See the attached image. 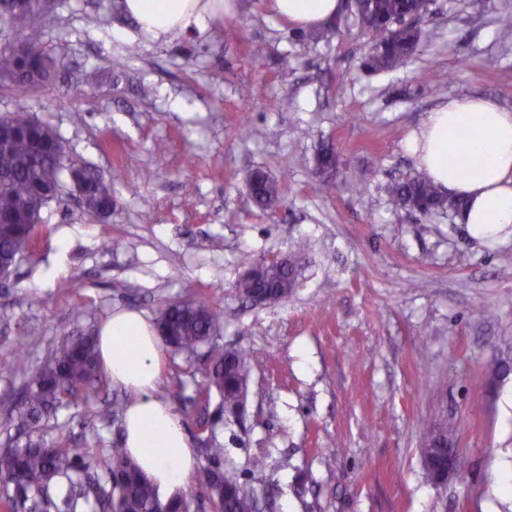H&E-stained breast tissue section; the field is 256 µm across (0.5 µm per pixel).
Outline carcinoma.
Here are the masks:
<instances>
[{"label":"carcinoma","mask_w":512,"mask_h":512,"mask_svg":"<svg viewBox=\"0 0 512 512\" xmlns=\"http://www.w3.org/2000/svg\"><path fill=\"white\" fill-rule=\"evenodd\" d=\"M429 0H353L350 9L359 25L369 35L370 45L363 67L369 72L393 70L407 63L417 46L418 32L405 26L419 11H429ZM21 13L13 16L18 41L28 54L43 60L36 74L25 71L26 59L13 45L0 46V81L30 92L47 82L66 55V45L48 50L43 43L45 27L44 0H20ZM0 121L17 129L38 132L50 140H60L53 128L33 118L22 109L1 115ZM317 168L325 179L323 188L334 183L331 175L337 161L327 148L317 153ZM84 175L87 200L83 213L87 219H99L105 205L114 204L111 186L98 181L91 166L81 157L70 154L64 146L52 154L40 155L31 148L25 136L11 140L0 149V268L11 274L19 258L36 245L33 221L48 202L40 195L41 184L48 180L66 182L69 173ZM252 200L264 209L283 198L284 185L256 170L248 178ZM393 205L407 210L416 202L437 211L462 207V201L449 199L431 180L413 177L389 187ZM244 263L261 270L257 279H242L237 290L244 300L262 292L264 305L278 304L290 297L298 283L297 269L286 270L275 258H255ZM220 306L207 299L186 303H169L160 311L158 320H166L176 342V351L188 356L211 341L221 324ZM210 366L206 383L197 390V403L207 405L218 394L217 416L237 417L241 384L249 380L250 354L243 349L224 350L219 345L209 350ZM108 379L96 363L95 339L81 333L68 337L61 345L47 350L32 380L22 389L16 401V426L26 434V441L9 448L0 459V483L22 489L30 498L34 512H77L84 506L89 512H157L165 499L148 479L123 444L107 449L99 461L89 448H72L68 441H47L42 435L45 421L84 394L98 391ZM209 433L208 464L200 480L211 494L216 512H255L254 494L240 479L222 469L224 446L215 436L214 424L203 427ZM455 451L448 431L434 425L421 449L426 473H431L438 456Z\"/></svg>","instance_id":"carcinoma-1"}]
</instances>
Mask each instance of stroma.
Segmentation results:
<instances>
[{
    "label": "stroma",
    "instance_id": "stroma-1",
    "mask_svg": "<svg viewBox=\"0 0 512 512\" xmlns=\"http://www.w3.org/2000/svg\"><path fill=\"white\" fill-rule=\"evenodd\" d=\"M505 11L512 0H433L407 65L366 76L368 38L345 10L312 39L266 0H224L204 31L155 40L120 0H57L43 42H67L69 56L38 92L0 85V115L23 108L53 127L111 181L116 206L90 223L71 198L50 202L35 248L0 282V448L48 347L118 308L154 319L169 302L213 298L215 342L253 358L247 413L220 421L218 438L258 512H512V235L481 243L455 214L397 211L386 191L418 175L407 139L448 96L512 108ZM93 13L100 25L86 26ZM426 70L436 83L420 81ZM326 145L339 159L330 190L313 165ZM256 169L287 188L273 209L249 198ZM301 241L292 296L245 303L242 255L283 257ZM207 365L166 350L157 386L198 451ZM125 397L109 386L78 398L47 433L111 447L123 437L112 401ZM433 417L469 463L440 487L421 456Z\"/></svg>",
    "mask_w": 512,
    "mask_h": 512
}]
</instances>
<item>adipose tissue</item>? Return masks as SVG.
Instances as JSON below:
<instances>
[{
  "label": "adipose tissue",
  "mask_w": 512,
  "mask_h": 512,
  "mask_svg": "<svg viewBox=\"0 0 512 512\" xmlns=\"http://www.w3.org/2000/svg\"><path fill=\"white\" fill-rule=\"evenodd\" d=\"M272 13L313 27L336 16L339 0H269ZM138 27L160 39L205 27L223 16L224 0H123ZM422 174L462 199L458 223L491 244L512 226V109L494 99L452 95L428 112L409 141ZM99 363L129 397L123 443L163 497L184 495L199 460L172 406L156 394L163 346L153 320L114 310L96 334Z\"/></svg>",
  "instance_id": "obj_1"
}]
</instances>
